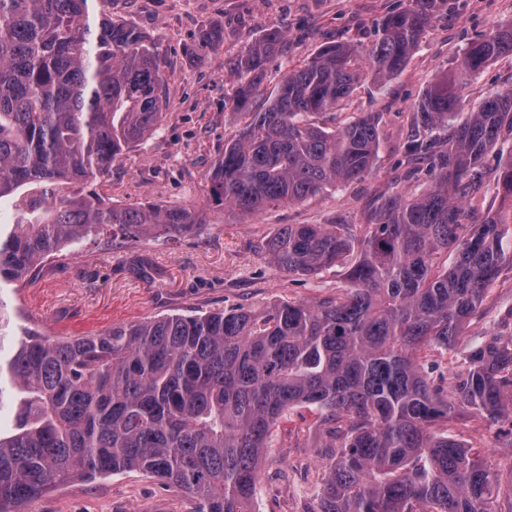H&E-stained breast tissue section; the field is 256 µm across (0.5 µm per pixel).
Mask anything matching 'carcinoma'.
Returning a JSON list of instances; mask_svg holds the SVG:
<instances>
[{"mask_svg":"<svg viewBox=\"0 0 512 512\" xmlns=\"http://www.w3.org/2000/svg\"><path fill=\"white\" fill-rule=\"evenodd\" d=\"M439 0L390 14L371 46L326 43L284 75L264 112L249 111L269 55V30L238 59L250 76L236 104L251 119L207 178L212 201L258 215L362 177L380 148L379 120L338 130L307 121L359 83L408 64ZM512 56V23L470 42L418 101L406 151L428 160L431 185L393 192L357 239L344 224H286L267 244L283 273L341 267L344 292L316 305L279 301L259 313L171 314L69 341L13 335L0 301V512L58 482L137 470L194 496L198 512H252L273 424L314 407L336 449L311 512H498L496 474L449 433L462 413L512 414V331L473 345L449 388L420 361L455 346L503 269L512 213V157L499 168L498 210L462 224L487 152L512 133V88L487 98L438 142L459 106L456 87ZM166 80L156 44L88 0H0V288L46 258L105 232L178 238L205 223L183 207L108 205L85 185L157 131ZM452 250L451 267L439 266Z\"/></svg>","mask_w":512,"mask_h":512,"instance_id":"carcinoma-1","label":"carcinoma"}]
</instances>
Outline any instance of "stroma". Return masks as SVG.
Listing matches in <instances>:
<instances>
[{
	"label": "stroma",
	"instance_id": "stroma-1",
	"mask_svg": "<svg viewBox=\"0 0 512 512\" xmlns=\"http://www.w3.org/2000/svg\"><path fill=\"white\" fill-rule=\"evenodd\" d=\"M408 0H89L91 21L101 16L133 25L155 39L166 77V105L158 130L123 154L110 175L92 186L105 202L155 204L204 211L205 224L191 236L151 242L83 241L76 252L48 260L36 278L0 289L16 327L59 339L95 336L115 324L133 325L192 311L262 310L281 300L316 303L342 291V271L287 276L270 263L266 243L286 224L343 222L354 237L366 232V215L381 195L417 194L430 183L411 171L403 143L415 103L459 58L467 44L512 23V0H444L405 69L381 83L371 73L349 98L312 120L335 129L360 114L379 115L380 151L371 170L338 189L294 204L268 207L256 216L208 206L206 172L224 144L245 124L236 106L240 80L232 66L265 31L286 38L266 61L253 111L264 110L282 75L322 44L366 47L382 34L385 18ZM224 32L217 52L196 55L210 28ZM512 87V56L474 74L460 90L459 119L495 92ZM512 156V139L485 159L483 187L466 201L473 218L499 206L496 170ZM512 314V266L505 267L454 349L427 350L423 364L452 379L469 347ZM465 445L483 451L498 477L497 512H512V419L466 415L454 423ZM315 409L290 410L273 429L254 504L261 512H312L332 454ZM29 512H198V502L157 478L129 471L92 481L75 480L47 490Z\"/></svg>",
	"mask_w": 512,
	"mask_h": 512
}]
</instances>
